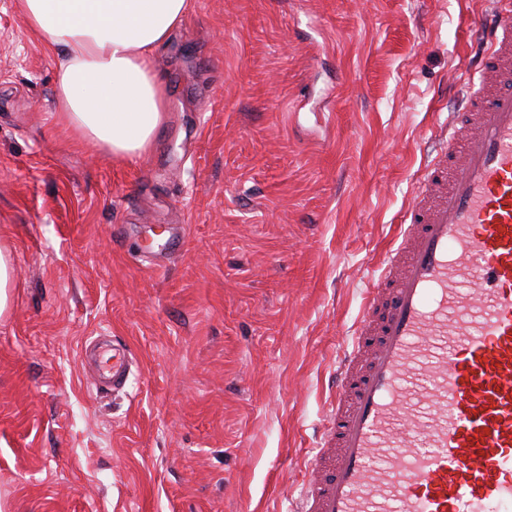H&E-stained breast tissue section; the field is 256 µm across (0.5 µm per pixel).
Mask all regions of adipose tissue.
<instances>
[{"mask_svg": "<svg viewBox=\"0 0 512 512\" xmlns=\"http://www.w3.org/2000/svg\"><path fill=\"white\" fill-rule=\"evenodd\" d=\"M56 58V116L81 141L118 160L152 149L167 111L152 66L189 14L191 0H16Z\"/></svg>", "mask_w": 512, "mask_h": 512, "instance_id": "adipose-tissue-1", "label": "adipose tissue"}]
</instances>
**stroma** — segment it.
Here are the masks:
<instances>
[{
    "label": "stroma",
    "mask_w": 512,
    "mask_h": 512,
    "mask_svg": "<svg viewBox=\"0 0 512 512\" xmlns=\"http://www.w3.org/2000/svg\"><path fill=\"white\" fill-rule=\"evenodd\" d=\"M0 0V512H288L486 0H193L125 162ZM163 235L151 258L140 247ZM133 360L98 392L81 353ZM12 256L3 246L0 247V317L8 311L13 288Z\"/></svg>",
    "instance_id": "1"
}]
</instances>
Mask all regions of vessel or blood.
<instances>
[{
  "label": "vessel or blood",
  "mask_w": 512,
  "mask_h": 512,
  "mask_svg": "<svg viewBox=\"0 0 512 512\" xmlns=\"http://www.w3.org/2000/svg\"><path fill=\"white\" fill-rule=\"evenodd\" d=\"M339 356L290 512H512V10ZM93 385L122 390L123 350Z\"/></svg>",
  "instance_id": "1"
}]
</instances>
